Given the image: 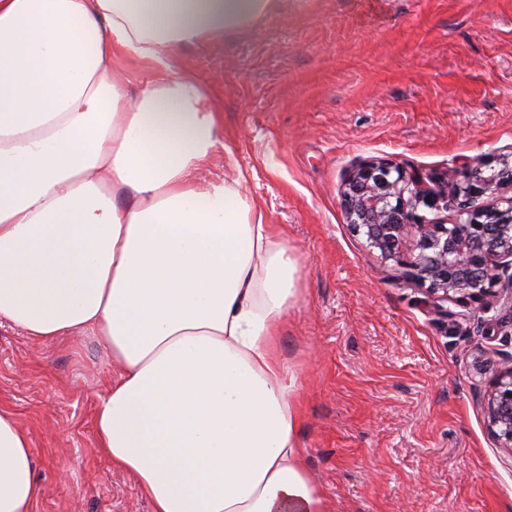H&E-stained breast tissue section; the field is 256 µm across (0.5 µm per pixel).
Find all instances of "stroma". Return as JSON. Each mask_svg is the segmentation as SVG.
Segmentation results:
<instances>
[{
	"instance_id": "stroma-1",
	"label": "stroma",
	"mask_w": 512,
	"mask_h": 512,
	"mask_svg": "<svg viewBox=\"0 0 512 512\" xmlns=\"http://www.w3.org/2000/svg\"><path fill=\"white\" fill-rule=\"evenodd\" d=\"M175 66L210 83L224 116L204 178L242 177L300 258L281 351L329 512H512V452L472 369L483 351L512 356V323L497 306L434 314L341 211L364 162L456 180L512 153V0H285L251 31L180 48ZM115 371L94 336L0 325V405L30 437L37 512H151L96 449Z\"/></svg>"
}]
</instances>
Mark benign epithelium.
Masks as SVG:
<instances>
[{"instance_id":"7a95c632","label":"benign epithelium","mask_w":512,"mask_h":512,"mask_svg":"<svg viewBox=\"0 0 512 512\" xmlns=\"http://www.w3.org/2000/svg\"><path fill=\"white\" fill-rule=\"evenodd\" d=\"M506 190L512 192L511 153L495 167L474 159L451 185L368 161L349 175L341 204L346 223L383 262L406 269L435 313L448 316V302L485 307L501 298L512 317V196L504 207L491 202ZM421 207L453 215L430 219ZM476 367L494 371L487 426L500 447L512 451V358L486 353Z\"/></svg>"}]
</instances>
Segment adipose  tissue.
Masks as SVG:
<instances>
[{
    "instance_id": "adipose-tissue-1",
    "label": "adipose tissue",
    "mask_w": 512,
    "mask_h": 512,
    "mask_svg": "<svg viewBox=\"0 0 512 512\" xmlns=\"http://www.w3.org/2000/svg\"><path fill=\"white\" fill-rule=\"evenodd\" d=\"M282 0H0V322L97 336L118 366L97 448L153 512H327L281 327L298 256L240 179L174 52ZM30 440L0 406V512H35Z\"/></svg>"
}]
</instances>
